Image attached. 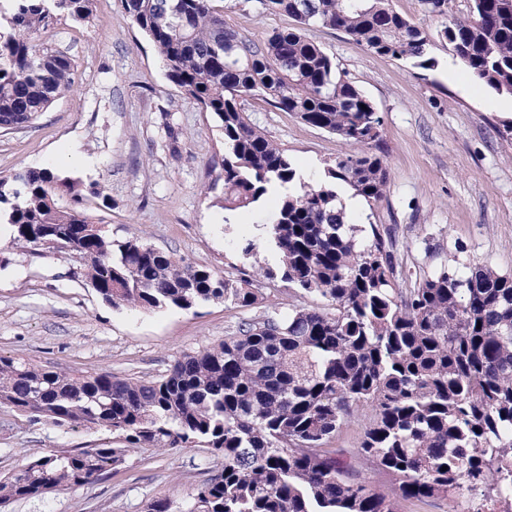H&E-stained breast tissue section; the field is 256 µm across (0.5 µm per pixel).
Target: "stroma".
Masks as SVG:
<instances>
[{"instance_id":"1","label":"stroma","mask_w":512,"mask_h":512,"mask_svg":"<svg viewBox=\"0 0 512 512\" xmlns=\"http://www.w3.org/2000/svg\"><path fill=\"white\" fill-rule=\"evenodd\" d=\"M392 5L431 34L434 68L379 56L339 31L307 32L382 117L386 195L377 205H360L350 220L391 228L403 270L471 262L512 274V96L475 82L436 36L466 14L467 0H451L441 17L428 15L421 0ZM94 12L95 26L64 18L43 34L45 45L75 60V82L34 124L0 131V173L51 168L96 185L112 200L97 217L113 239L139 238L223 276L272 262L263 225L274 198L225 210L220 128L169 81L163 58L119 0H95ZM224 21L255 40L294 24L288 15L264 12L258 0H224ZM244 107L309 182L355 150L263 101L250 99ZM243 239L256 243L254 256L238 249ZM0 260V355L84 373L156 379L184 354L223 341L241 320L296 301L278 281L262 284L258 308L115 309L79 277L68 255L24 251L5 236ZM109 438L105 431L35 423L0 408V476L33 456ZM220 470V458L204 448H141L112 477L16 501L0 512H146L160 499L187 512L197 487Z\"/></svg>"}]
</instances>
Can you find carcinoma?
Returning a JSON list of instances; mask_svg holds the SVG:
<instances>
[{
  "instance_id": "cac0c4a2",
  "label": "carcinoma",
  "mask_w": 512,
  "mask_h": 512,
  "mask_svg": "<svg viewBox=\"0 0 512 512\" xmlns=\"http://www.w3.org/2000/svg\"><path fill=\"white\" fill-rule=\"evenodd\" d=\"M0 29V128L34 121L68 92L74 59L40 43L60 16L94 23L93 0H7ZM182 95L222 131L224 209L275 197L267 239L274 262L225 278L135 237L114 240L93 212L103 190L49 168L0 175V218L20 249L66 253L101 301L192 310L253 307L260 280L288 284L292 304L240 322L224 341L189 353L158 379L76 373L0 356V407L34 422L103 429L100 443L28 460L0 477V505L107 477L131 451L202 446L222 471L187 512H397L394 499L351 475L327 444L351 413L369 410L356 458L399 480L406 498H480L512 512V274L443 265L397 287L395 240L348 222L341 189L371 205L388 171L373 103L305 30L344 32L366 50L435 66L430 36L391 0H261L293 18L259 40L224 23V0H120ZM472 79L512 95V9L470 0L438 32ZM263 100L362 150L305 182L285 149L254 126ZM67 196L70 205L61 206Z\"/></svg>"
}]
</instances>
